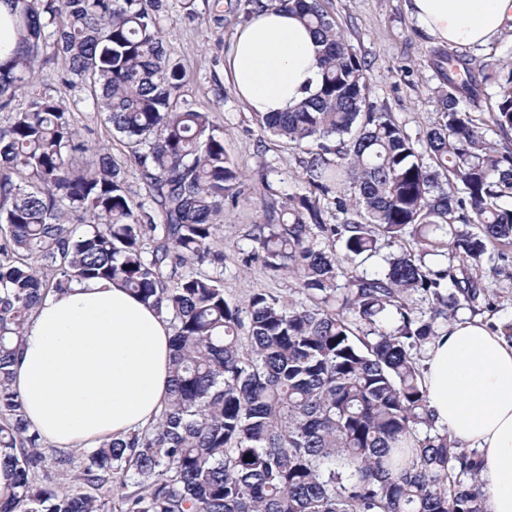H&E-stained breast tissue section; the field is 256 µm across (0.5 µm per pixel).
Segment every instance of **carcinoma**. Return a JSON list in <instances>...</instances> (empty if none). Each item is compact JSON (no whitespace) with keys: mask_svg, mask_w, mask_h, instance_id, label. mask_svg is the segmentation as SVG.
<instances>
[{"mask_svg":"<svg viewBox=\"0 0 512 512\" xmlns=\"http://www.w3.org/2000/svg\"><path fill=\"white\" fill-rule=\"evenodd\" d=\"M266 1L319 37L320 84L259 117L302 151L301 186L263 204L248 260L295 275L305 299L241 305L213 244L244 182L210 112L174 96L187 71L164 47V0H0L17 36L0 45V110L64 58L147 189L136 199L50 88L0 126V512H488L477 454L418 433L435 427L421 361L460 300L490 308L483 259L509 261L512 63L481 69L499 88L492 139L460 108L477 97L471 60L433 50L424 158L370 100L368 64L323 0H246L245 14ZM384 246L386 269L367 273ZM92 279L165 317L172 383L156 423L75 455L31 427L11 367L41 300Z\"/></svg>","mask_w":512,"mask_h":512,"instance_id":"obj_1","label":"carcinoma"}]
</instances>
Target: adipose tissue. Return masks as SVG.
<instances>
[{"label": "adipose tissue", "mask_w": 512, "mask_h": 512, "mask_svg": "<svg viewBox=\"0 0 512 512\" xmlns=\"http://www.w3.org/2000/svg\"><path fill=\"white\" fill-rule=\"evenodd\" d=\"M436 43L484 46L512 21V0H406ZM317 37L266 7L242 22L224 79L248 112H284L318 88ZM172 329L106 280L43 298L24 331L14 387L36 430L68 450L96 447L154 422L171 385ZM425 386L438 426L483 460L489 512H512V344L475 323L449 327L428 352Z\"/></svg>", "instance_id": "1"}]
</instances>
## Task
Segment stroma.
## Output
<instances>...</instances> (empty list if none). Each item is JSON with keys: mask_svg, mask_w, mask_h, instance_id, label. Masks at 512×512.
I'll list each match as a JSON object with an SVG mask.
<instances>
[{"mask_svg": "<svg viewBox=\"0 0 512 512\" xmlns=\"http://www.w3.org/2000/svg\"><path fill=\"white\" fill-rule=\"evenodd\" d=\"M195 6L199 20L188 21L173 4L163 13L161 24L167 49L189 74L182 97L210 111L224 132L225 148L245 176V193L237 206H225L224 233L216 243L224 252V295L240 304L259 292L297 299L294 275H272L261 262L250 263L246 257L252 246L248 235L261 213L259 174L267 173L279 197H286L299 186L301 152L264 131L224 81V54L243 19L242 11L225 5L224 22L219 25L204 16L203 0H196ZM327 9L346 42L371 63V100L391 112L411 138H421L440 112L430 66L435 44L410 17L405 0H328ZM73 120L82 140L107 144L116 158H123L125 147L113 138L104 115L88 107L75 111ZM483 283L493 298V310L474 314L464 308L458 315L477 318L489 330L504 331L512 325V278L487 272Z\"/></svg>", "mask_w": 512, "mask_h": 512, "instance_id": "35a3bbf8", "label": "stroma"}]
</instances>
